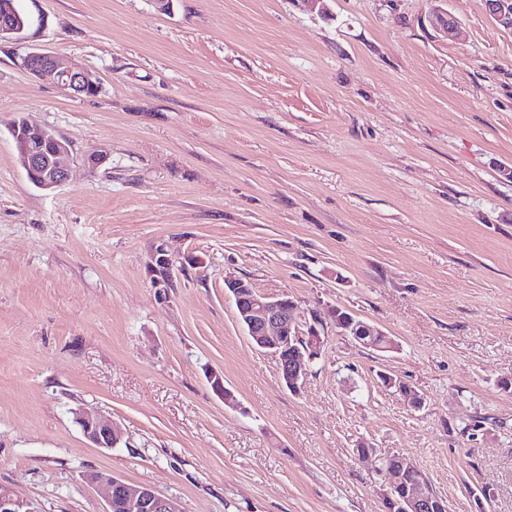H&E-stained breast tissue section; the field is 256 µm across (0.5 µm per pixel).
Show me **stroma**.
Returning <instances> with one entry per match:
<instances>
[{
  "label": "stroma",
  "mask_w": 512,
  "mask_h": 512,
  "mask_svg": "<svg viewBox=\"0 0 512 512\" xmlns=\"http://www.w3.org/2000/svg\"><path fill=\"white\" fill-rule=\"evenodd\" d=\"M18 4L30 24L0 41V485L31 512H105L90 472L183 512H383L368 443L449 512H512V28L482 0ZM41 49L99 93L32 77ZM17 119L69 142L67 183L30 182ZM228 276L395 348L325 325L291 392ZM79 409L120 442L93 446ZM340 310H335L333 312V318L336 326V332L343 336H350L353 340L364 347H371L372 344H366L363 340L357 336H366V341L372 342L374 344H378L383 348H387L388 341L387 336L379 330L377 327L372 326L357 317L353 316L351 313L342 310V314H347L352 316L356 322H358V326L360 329L357 330L356 327H353L355 321L351 317H339Z\"/></svg>",
  "instance_id": "obj_1"
}]
</instances>
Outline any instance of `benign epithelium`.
<instances>
[{"label":"benign epithelium","instance_id":"benign-epithelium-1","mask_svg":"<svg viewBox=\"0 0 512 512\" xmlns=\"http://www.w3.org/2000/svg\"><path fill=\"white\" fill-rule=\"evenodd\" d=\"M485 9L499 22L512 26V0H484ZM28 26L18 17L0 22V41L17 38ZM30 55L41 59V64L30 74L36 77L51 76L64 90L76 95L83 94L93 85L88 72L76 63L64 65L50 53L32 51ZM11 133L19 152L20 164L28 174L37 173L36 186L42 190H54L66 183L70 176V148L44 128H36L25 121H17ZM53 144V151L46 153L36 144ZM225 288L234 300L236 316L253 345L271 354L285 386L296 392L303 385L315 353L321 350L323 339L318 326L323 324L320 314H311L304 320L298 313V304L286 294L271 297L259 293L253 285L241 278L224 280ZM336 332L363 343L364 336H381L383 332L366 322H354L350 317L333 312ZM86 438L97 448H111L119 441V430L98 414H76ZM381 460L391 459L394 466H382L378 475L394 485V480L405 471L418 474L410 491L402 499V512H434L437 503L429 481L419 468L408 464L396 454L384 453ZM93 484L107 487L106 512H183L178 500L161 495L145 486L131 485L114 476L101 473L87 475ZM0 512H31L13 492L0 486Z\"/></svg>","mask_w":512,"mask_h":512}]
</instances>
